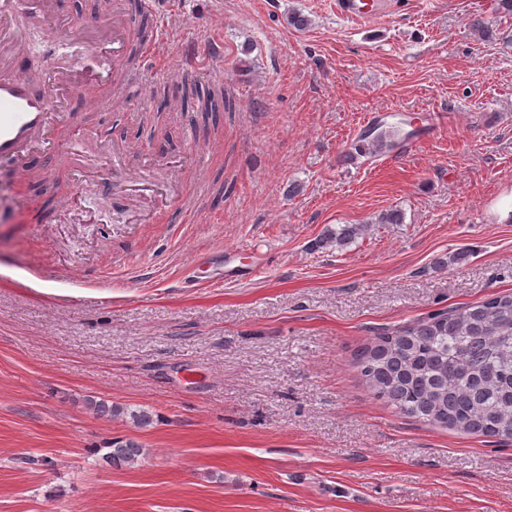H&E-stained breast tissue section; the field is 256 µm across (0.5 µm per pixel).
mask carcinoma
<instances>
[{"label": "carcinoma", "mask_w": 512, "mask_h": 512, "mask_svg": "<svg viewBox=\"0 0 512 512\" xmlns=\"http://www.w3.org/2000/svg\"><path fill=\"white\" fill-rule=\"evenodd\" d=\"M190 123L218 130L213 119L234 111L224 88L185 86ZM347 224L328 235L343 247L366 231ZM360 374L374 397L408 418L463 434L512 439V293L495 294L476 305L459 306L419 319L395 333L376 337L357 358ZM96 412L130 418L139 428L154 424L153 414L121 404L90 401ZM145 455L131 439H115L104 459L135 465Z\"/></svg>", "instance_id": "cac0c4a2"}]
</instances>
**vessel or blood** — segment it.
Here are the masks:
<instances>
[{
	"instance_id": "vessel-or-blood-1",
	"label": "vessel or blood",
	"mask_w": 512,
	"mask_h": 512,
	"mask_svg": "<svg viewBox=\"0 0 512 512\" xmlns=\"http://www.w3.org/2000/svg\"><path fill=\"white\" fill-rule=\"evenodd\" d=\"M335 5L343 18L364 24L382 11L380 0H335ZM57 10V0H0V166L10 168L20 181L35 175L30 165L33 154L46 149L72 153V137L57 135L72 126L65 105L70 93L89 94L97 107H111L114 70L133 53L139 74H147L157 51L155 40L138 41L126 0H112L103 24L76 29L70 36L95 52V63L88 68L64 67L47 60L43 86L35 88L19 67L25 48L18 21L37 23Z\"/></svg>"
}]
</instances>
